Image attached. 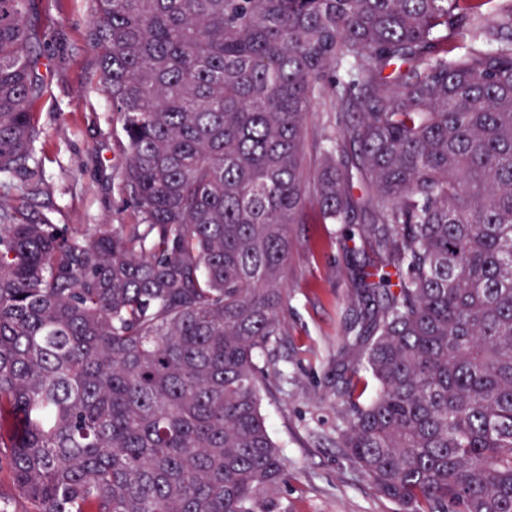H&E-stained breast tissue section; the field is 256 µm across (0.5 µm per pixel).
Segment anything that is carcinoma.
<instances>
[{
	"instance_id": "cac0c4a2",
	"label": "carcinoma",
	"mask_w": 512,
	"mask_h": 512,
	"mask_svg": "<svg viewBox=\"0 0 512 512\" xmlns=\"http://www.w3.org/2000/svg\"><path fill=\"white\" fill-rule=\"evenodd\" d=\"M32 0H0V174ZM138 224L0 204V448L35 512H283L260 411L291 226L366 221L341 448L398 512H512V0H93ZM317 103L351 113L335 131ZM321 162L304 164L308 136Z\"/></svg>"
}]
</instances>
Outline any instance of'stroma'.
Listing matches in <instances>:
<instances>
[{
  "label": "stroma",
  "mask_w": 512,
  "mask_h": 512,
  "mask_svg": "<svg viewBox=\"0 0 512 512\" xmlns=\"http://www.w3.org/2000/svg\"><path fill=\"white\" fill-rule=\"evenodd\" d=\"M43 77L34 111L40 136L32 166L38 186L25 204L35 219L75 229L135 224L121 189L126 153L121 125L99 82L89 40L91 0H34ZM291 227L297 246L288 261V328L273 353L282 382L260 388V410L288 471L286 512H395V504L359 476L336 446L340 415L329 394L357 252L338 244L342 227L323 223L315 205Z\"/></svg>",
  "instance_id": "1"
}]
</instances>
